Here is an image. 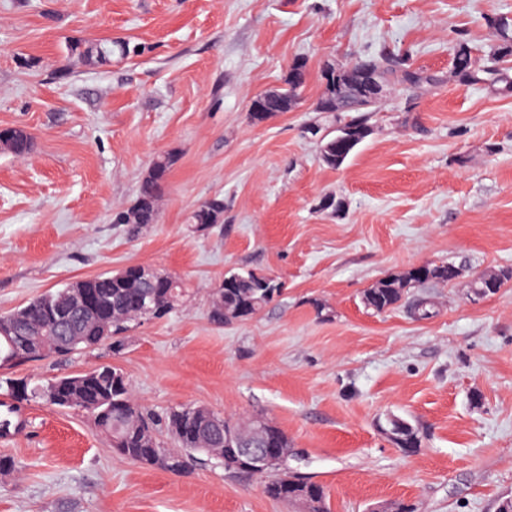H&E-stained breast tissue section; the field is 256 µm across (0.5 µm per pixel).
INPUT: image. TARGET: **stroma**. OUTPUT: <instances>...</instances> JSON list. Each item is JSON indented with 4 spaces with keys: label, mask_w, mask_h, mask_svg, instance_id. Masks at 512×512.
<instances>
[{
    "label": "stroma",
    "mask_w": 512,
    "mask_h": 512,
    "mask_svg": "<svg viewBox=\"0 0 512 512\" xmlns=\"http://www.w3.org/2000/svg\"><path fill=\"white\" fill-rule=\"evenodd\" d=\"M504 15L512 0H0V128L33 137L27 156L0 148V315L131 264L188 288L119 345L2 366L0 378L109 365L158 416H264L331 512H495L512 496V282L493 296L473 282L512 268V96L450 70L456 40L486 58ZM73 38L141 51L93 67L69 54ZM383 51L437 82L388 90L365 141L327 168L305 132L321 73ZM298 59L296 108L251 120V100ZM167 153L158 221L129 233L112 215ZM214 195L223 223L189 224ZM327 195L342 211L320 210ZM447 263L461 270L452 282L383 313L362 303L382 278ZM230 271L281 291L219 327L212 291ZM420 300L431 318H413ZM394 416L418 430L417 452L383 433ZM15 418L0 438L15 461L0 471V512H295L211 456L183 474L135 464L88 413L30 401Z\"/></svg>",
    "instance_id": "stroma-1"
}]
</instances>
